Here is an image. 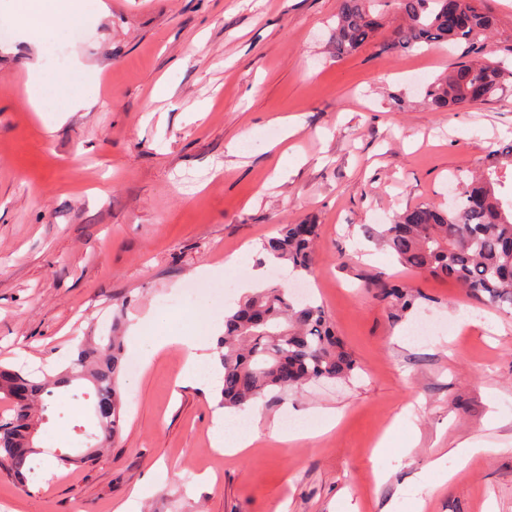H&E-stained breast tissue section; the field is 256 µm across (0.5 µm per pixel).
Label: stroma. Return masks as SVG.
<instances>
[{"label": "stroma", "mask_w": 512, "mask_h": 512, "mask_svg": "<svg viewBox=\"0 0 512 512\" xmlns=\"http://www.w3.org/2000/svg\"><path fill=\"white\" fill-rule=\"evenodd\" d=\"M106 2L43 57L17 27L0 38V365L62 371L116 314L127 328L147 316L155 335L208 339L253 271L293 286L287 268L263 264L262 244L311 220L305 283L358 368L256 405L262 422L287 426L291 412L337 409L333 432L224 455L210 439L219 388L176 386L185 354L160 349L121 375L110 448L90 466L58 465L49 447L94 424L88 402L65 400L35 438L42 482L0 475V512H114L147 480L143 512H334L341 495L358 512L390 500L397 512H512V313L403 268L375 236L406 209L448 203L455 174L512 142V82L490 102L432 111L423 90L462 48L336 56L339 0ZM76 59L89 67L77 88L97 107L53 121L26 105L30 62L51 78ZM161 83L169 97L156 96ZM285 116L297 119L288 134ZM218 265L213 294L186 293ZM380 278L414 305L377 299ZM424 322L435 330L417 337ZM388 429L392 475L379 484L373 450ZM470 437L501 450L422 496L400 492Z\"/></svg>", "instance_id": "35a3bbf8"}]
</instances>
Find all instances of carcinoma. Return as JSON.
I'll use <instances>...</instances> for the list:
<instances>
[{
    "label": "carcinoma",
    "mask_w": 512,
    "mask_h": 512,
    "mask_svg": "<svg viewBox=\"0 0 512 512\" xmlns=\"http://www.w3.org/2000/svg\"><path fill=\"white\" fill-rule=\"evenodd\" d=\"M388 0H340L331 39L336 55L376 42L377 54L406 53L422 47L456 44L466 54L428 86V106L452 107L492 100L509 70L488 59L496 18L478 0H395L399 19L381 40ZM483 170L458 179L453 205L424 203L385 225L383 245L404 267L424 276L452 281L487 307L512 310V143L488 152ZM318 225L285 224L264 249L288 264L291 272L312 269ZM376 297L412 305L414 294L386 279L372 284ZM223 408H253L269 394L297 393L313 379L350 378L356 362L336 335L324 310L300 301L283 286L268 285L237 302L224 316L220 340ZM125 370L120 338L114 334L81 342L77 356L54 377L37 380L0 366V393L11 400L0 414V473L21 484L36 477L35 436L47 419L54 390L86 380L91 391H73L76 400H92L101 433L78 454L89 465L115 437L121 420L119 377Z\"/></svg>",
    "instance_id": "cac0c4a2"
}]
</instances>
